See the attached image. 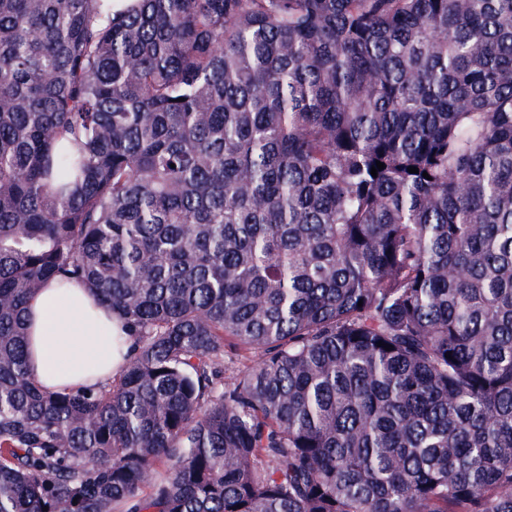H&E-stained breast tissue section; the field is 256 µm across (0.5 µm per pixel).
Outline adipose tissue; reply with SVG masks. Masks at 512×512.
Instances as JSON below:
<instances>
[{
	"label": "adipose tissue",
	"mask_w": 512,
	"mask_h": 512,
	"mask_svg": "<svg viewBox=\"0 0 512 512\" xmlns=\"http://www.w3.org/2000/svg\"><path fill=\"white\" fill-rule=\"evenodd\" d=\"M32 373L44 390L96 388L125 363L114 343L113 320L81 284L51 283L28 302Z\"/></svg>",
	"instance_id": "1"
}]
</instances>
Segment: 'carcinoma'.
Here are the masks:
<instances>
[{
	"instance_id": "obj_1",
	"label": "carcinoma",
	"mask_w": 512,
	"mask_h": 512,
	"mask_svg": "<svg viewBox=\"0 0 512 512\" xmlns=\"http://www.w3.org/2000/svg\"><path fill=\"white\" fill-rule=\"evenodd\" d=\"M0 512H512V0H0ZM32 373L44 390L82 385L97 388L111 381L125 363L114 343L112 314L76 282H52L27 306Z\"/></svg>"
}]
</instances>
